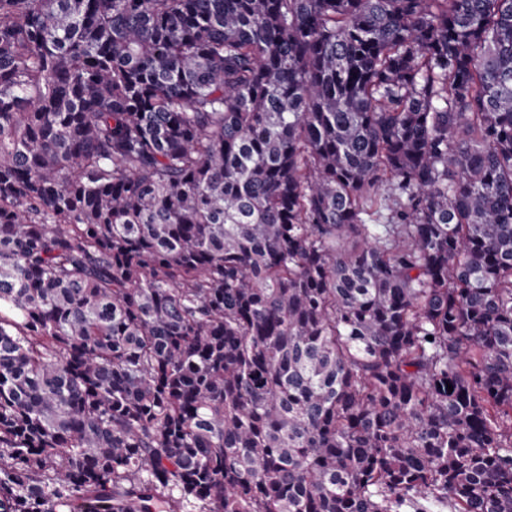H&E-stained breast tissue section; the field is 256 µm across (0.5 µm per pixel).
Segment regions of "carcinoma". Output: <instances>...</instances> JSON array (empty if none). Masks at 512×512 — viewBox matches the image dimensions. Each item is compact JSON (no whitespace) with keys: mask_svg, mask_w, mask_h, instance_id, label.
Here are the masks:
<instances>
[{"mask_svg":"<svg viewBox=\"0 0 512 512\" xmlns=\"http://www.w3.org/2000/svg\"><path fill=\"white\" fill-rule=\"evenodd\" d=\"M431 506L512 512V0H0V512Z\"/></svg>","mask_w":512,"mask_h":512,"instance_id":"carcinoma-1","label":"carcinoma"}]
</instances>
